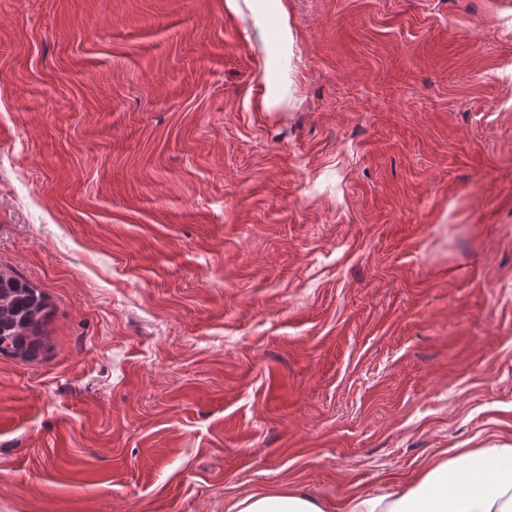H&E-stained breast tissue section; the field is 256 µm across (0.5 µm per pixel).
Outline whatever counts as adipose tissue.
I'll list each match as a JSON object with an SVG mask.
<instances>
[{
	"instance_id": "obj_1",
	"label": "adipose tissue",
	"mask_w": 512,
	"mask_h": 512,
	"mask_svg": "<svg viewBox=\"0 0 512 512\" xmlns=\"http://www.w3.org/2000/svg\"><path fill=\"white\" fill-rule=\"evenodd\" d=\"M231 10L247 5L257 31L279 20L276 43L267 50L264 107L272 111L289 83L292 31L283 0H226ZM226 512H512V445L463 448L430 462L409 481L385 493H357L333 505L291 485L239 495Z\"/></svg>"
}]
</instances>
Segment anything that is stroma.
Here are the masks:
<instances>
[{
    "label": "stroma",
    "instance_id": "obj_1",
    "mask_svg": "<svg viewBox=\"0 0 512 512\" xmlns=\"http://www.w3.org/2000/svg\"><path fill=\"white\" fill-rule=\"evenodd\" d=\"M0 0V512L338 503L512 444V0ZM253 27L264 33L269 17L279 20L277 42L268 48L265 62L264 107L271 112L279 107L284 99L289 83L288 53L292 44V31L288 12L282 0H246ZM47 308L43 292L0 270V355L21 360L34 357L41 346ZM335 507L291 485L251 491L225 504L226 512H334Z\"/></svg>",
    "mask_w": 512,
    "mask_h": 512
}]
</instances>
